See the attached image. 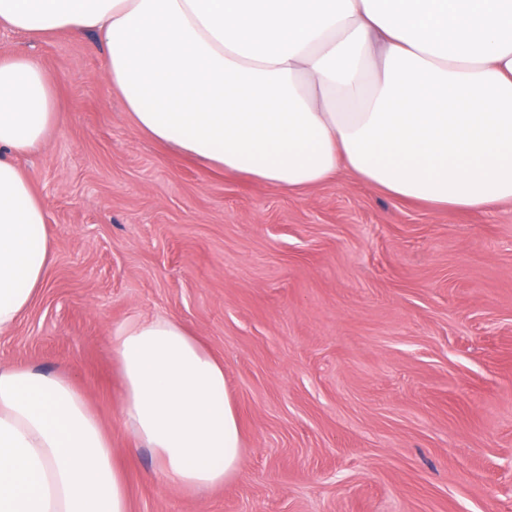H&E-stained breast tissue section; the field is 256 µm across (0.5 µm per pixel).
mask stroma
I'll return each mask as SVG.
<instances>
[{
    "label": "stroma",
    "instance_id": "1",
    "mask_svg": "<svg viewBox=\"0 0 512 512\" xmlns=\"http://www.w3.org/2000/svg\"><path fill=\"white\" fill-rule=\"evenodd\" d=\"M20 52L60 93L47 143L18 160L54 261L0 367L75 378L131 512H512V202L227 175L135 130L95 33L0 29V56ZM140 314L224 361L245 448L222 487H167L119 421L112 330Z\"/></svg>",
    "mask_w": 512,
    "mask_h": 512
}]
</instances>
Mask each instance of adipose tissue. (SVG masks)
Here are the masks:
<instances>
[{"mask_svg": "<svg viewBox=\"0 0 512 512\" xmlns=\"http://www.w3.org/2000/svg\"><path fill=\"white\" fill-rule=\"evenodd\" d=\"M0 27L97 31L135 129L295 191L348 171L403 200H512V0H0ZM31 57H0V334L45 286V206L17 162L58 118ZM120 420L172 488L231 481L243 428L224 363L181 322L112 332ZM0 512H130L112 438L67 375L0 368Z\"/></svg>", "mask_w": 512, "mask_h": 512, "instance_id": "1", "label": "adipose tissue"}]
</instances>
